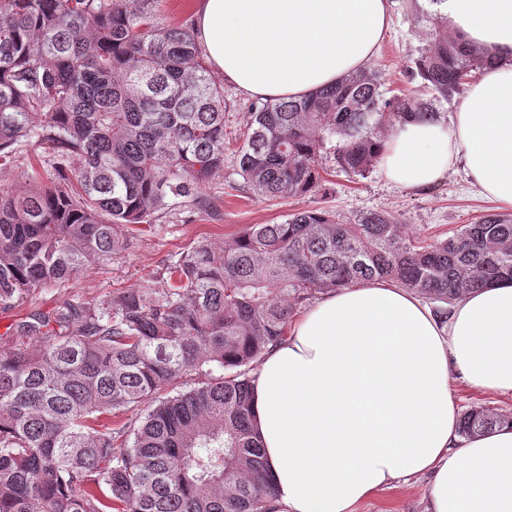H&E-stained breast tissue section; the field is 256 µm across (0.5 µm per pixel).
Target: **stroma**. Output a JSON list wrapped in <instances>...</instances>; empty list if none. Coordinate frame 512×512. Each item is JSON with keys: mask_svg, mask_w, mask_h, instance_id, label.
<instances>
[{"mask_svg": "<svg viewBox=\"0 0 512 512\" xmlns=\"http://www.w3.org/2000/svg\"><path fill=\"white\" fill-rule=\"evenodd\" d=\"M424 8L423 0H390V26L370 65L380 71L387 96L430 103L447 123L463 97H437L416 73L415 62L430 39L428 26L420 20ZM224 101V170L205 184L204 204L172 201L151 228L125 240L118 258L90 262L65 286L49 285L18 303L0 306V350L21 341L23 324L60 303H91L118 290L157 284L166 265L196 242L219 244L247 225L281 223L297 209L322 208L346 224L368 210L393 211L400 214L409 234L429 239L444 238L460 225L497 210L477 195L460 168L433 188L413 190L388 183L376 169L362 176L345 174L328 159L323 162L325 193L277 203L256 198L244 187L233 163L240 146L238 130L251 99L228 84ZM43 154L38 144L25 146L18 162L0 170V185L20 192L53 187L54 172L44 164ZM428 487L427 477L411 478L363 500L356 512H429Z\"/></svg>", "mask_w": 512, "mask_h": 512, "instance_id": "35a3bbf8", "label": "stroma"}]
</instances>
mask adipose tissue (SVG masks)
Returning a JSON list of instances; mask_svg holds the SVG:
<instances>
[{
    "instance_id": "obj_1",
    "label": "adipose tissue",
    "mask_w": 512,
    "mask_h": 512,
    "mask_svg": "<svg viewBox=\"0 0 512 512\" xmlns=\"http://www.w3.org/2000/svg\"><path fill=\"white\" fill-rule=\"evenodd\" d=\"M451 33L496 54L451 125L410 119L380 169L426 189L457 165L512 209V0H440ZM389 0H199L211 67L260 100L301 98L373 57ZM512 396V281L457 300L448 317L389 281L327 293L260 362L253 414L276 512H353L399 480L431 479L430 512H512V422L463 438L452 387Z\"/></svg>"
}]
</instances>
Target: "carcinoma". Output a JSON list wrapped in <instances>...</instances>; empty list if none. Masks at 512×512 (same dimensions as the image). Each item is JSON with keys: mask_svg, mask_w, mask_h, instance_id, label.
I'll return each mask as SVG.
<instances>
[{"mask_svg": "<svg viewBox=\"0 0 512 512\" xmlns=\"http://www.w3.org/2000/svg\"><path fill=\"white\" fill-rule=\"evenodd\" d=\"M158 0H0V162L32 142L59 183L0 190V305L112 260L132 224L172 199L199 203L224 170V89L194 28H169ZM428 19L417 72L446 99L494 57ZM364 68L300 99L250 105L235 158L266 201L324 189L322 155L349 175L379 163L383 129L430 105L385 97ZM512 280V214L442 240L409 236L385 211L342 224L301 209L200 241L161 285L63 303L23 325L41 342L0 351V512H273L252 423L254 366L319 293L387 280L449 305ZM189 388L174 395L181 381ZM135 412L120 426L104 414ZM509 416L465 412L462 436Z\"/></svg>", "mask_w": 512, "mask_h": 512, "instance_id": "carcinoma-1", "label": "carcinoma"}]
</instances>
